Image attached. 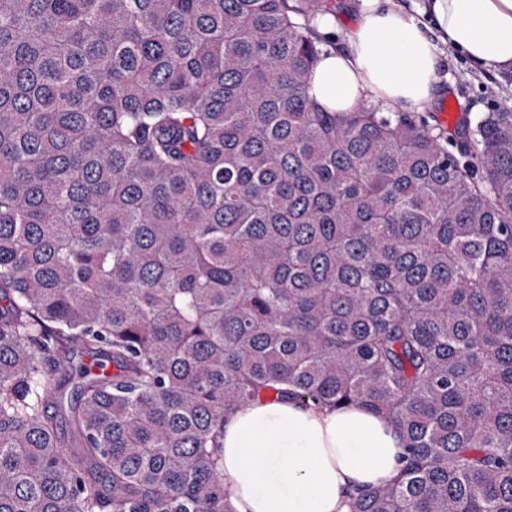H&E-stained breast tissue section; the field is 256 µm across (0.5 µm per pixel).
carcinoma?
I'll use <instances>...</instances> for the list:
<instances>
[{
  "label": "carcinoma",
  "instance_id": "cac0c4a2",
  "mask_svg": "<svg viewBox=\"0 0 512 512\" xmlns=\"http://www.w3.org/2000/svg\"><path fill=\"white\" fill-rule=\"evenodd\" d=\"M322 0H0V512H230L224 416L359 403L352 512H512V107L309 94Z\"/></svg>",
  "mask_w": 512,
  "mask_h": 512
}]
</instances>
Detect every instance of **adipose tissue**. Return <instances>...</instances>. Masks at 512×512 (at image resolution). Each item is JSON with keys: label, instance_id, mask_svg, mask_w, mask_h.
<instances>
[{"label": "adipose tissue", "instance_id": "adipose-tissue-1", "mask_svg": "<svg viewBox=\"0 0 512 512\" xmlns=\"http://www.w3.org/2000/svg\"><path fill=\"white\" fill-rule=\"evenodd\" d=\"M429 21L398 0H363L345 48L315 68L311 96L338 112L369 99L420 111L437 91L442 40L475 65L512 69V0H432ZM224 495L231 512H351L359 488L396 479L394 430L356 404L311 409L267 398L224 418Z\"/></svg>", "mask_w": 512, "mask_h": 512}]
</instances>
